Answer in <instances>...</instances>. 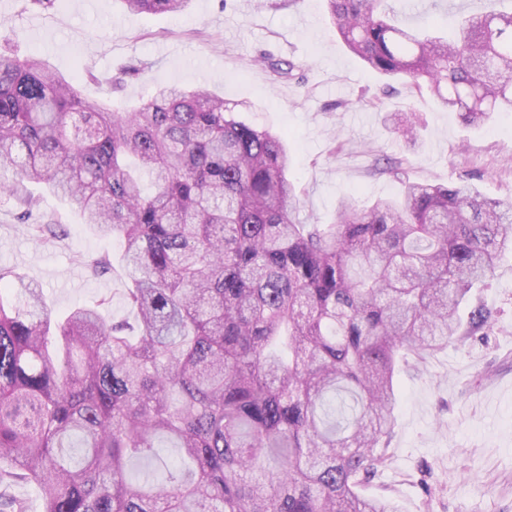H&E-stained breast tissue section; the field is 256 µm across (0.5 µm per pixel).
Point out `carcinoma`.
Instances as JSON below:
<instances>
[{"mask_svg":"<svg viewBox=\"0 0 512 512\" xmlns=\"http://www.w3.org/2000/svg\"><path fill=\"white\" fill-rule=\"evenodd\" d=\"M171 14L187 0H123ZM345 46L422 86L466 127L512 112V9L487 0L453 34L397 22L388 0H325ZM279 78L294 64L260 57ZM394 130L415 136L406 112ZM279 134L206 88L165 86L124 112L35 58L0 51V188L29 220L43 183L122 241L136 323L97 306L58 315L0 267V512L34 483L43 512H398L359 488L380 476L401 354L425 360L487 325L459 307L512 246V201L402 182L336 223L300 218ZM41 244L55 224H29ZM91 278L108 253L80 254ZM191 467L133 484L161 440Z\"/></svg>","mask_w":512,"mask_h":512,"instance_id":"carcinoma-1","label":"carcinoma"}]
</instances>
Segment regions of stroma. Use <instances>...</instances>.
<instances>
[{"instance_id":"35a3bbf8","label":"stroma","mask_w":512,"mask_h":512,"mask_svg":"<svg viewBox=\"0 0 512 512\" xmlns=\"http://www.w3.org/2000/svg\"><path fill=\"white\" fill-rule=\"evenodd\" d=\"M1 25L15 56L40 58L85 97L116 109L165 84L205 86L240 104V120L284 136L288 177L308 221L334 223L347 198L367 206L394 196L398 181L370 173L383 156L402 159L409 180H464L512 200V112L463 126L427 90L367 69L337 37L323 0H189L175 15L132 14L122 0H55L48 8L0 0ZM259 54L293 62L295 78L255 65ZM128 64L136 72L109 91L107 79ZM398 110L416 113V140L394 131ZM30 190L41 197L38 223L61 234L35 243L15 198L0 194V266L38 283L57 312L103 299L114 318L128 317L124 266L92 279L74 260L119 255L117 240L83 224L77 205L37 184ZM472 302L493 314L484 334L449 343L398 376L388 461L363 493L392 499L399 512H512V251Z\"/></svg>"}]
</instances>
